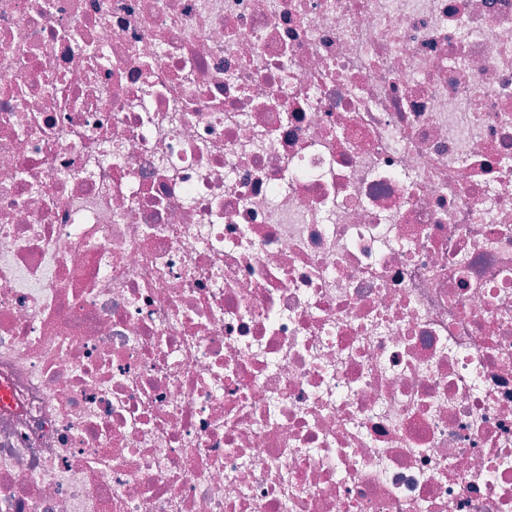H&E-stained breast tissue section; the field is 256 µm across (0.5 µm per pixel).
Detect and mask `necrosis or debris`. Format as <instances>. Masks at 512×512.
Here are the masks:
<instances>
[{
  "label": "necrosis or debris",
  "instance_id": "obj_1",
  "mask_svg": "<svg viewBox=\"0 0 512 512\" xmlns=\"http://www.w3.org/2000/svg\"><path fill=\"white\" fill-rule=\"evenodd\" d=\"M0 512H512V0H0Z\"/></svg>",
  "mask_w": 512,
  "mask_h": 512
}]
</instances>
